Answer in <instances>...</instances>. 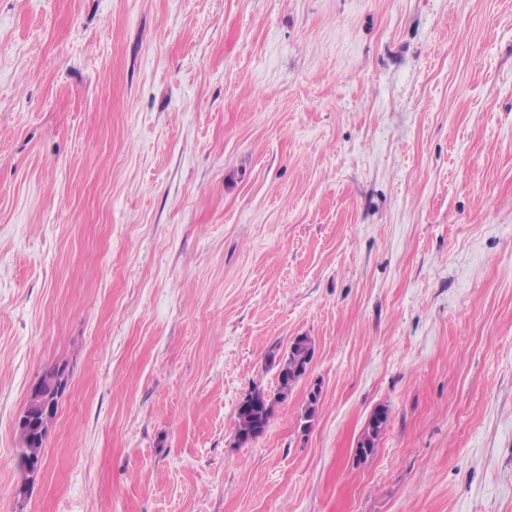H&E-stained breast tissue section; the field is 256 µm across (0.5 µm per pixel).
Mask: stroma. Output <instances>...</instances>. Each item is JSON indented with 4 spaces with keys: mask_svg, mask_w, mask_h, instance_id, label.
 <instances>
[{
    "mask_svg": "<svg viewBox=\"0 0 512 512\" xmlns=\"http://www.w3.org/2000/svg\"><path fill=\"white\" fill-rule=\"evenodd\" d=\"M0 512H512V0H0ZM302 341L303 344L294 345L293 350L290 349L292 343H289L285 348V357L277 363H274L276 353L273 349L269 351L268 358L278 368L277 384L269 390L256 386L246 394L254 400V406L249 416H246L237 406L233 435L236 446L245 445V442H240L239 438H246L249 432L253 437L261 436L268 427L275 409L288 399L295 385L306 376V370L310 367L315 348L308 336H303ZM268 393H271L274 398L266 400L265 395ZM388 423L389 411L386 407L379 406L371 413L357 440L356 451L362 455L363 461L375 453Z\"/></svg>",
    "mask_w": 512,
    "mask_h": 512,
    "instance_id": "obj_1",
    "label": "stroma"
}]
</instances>
